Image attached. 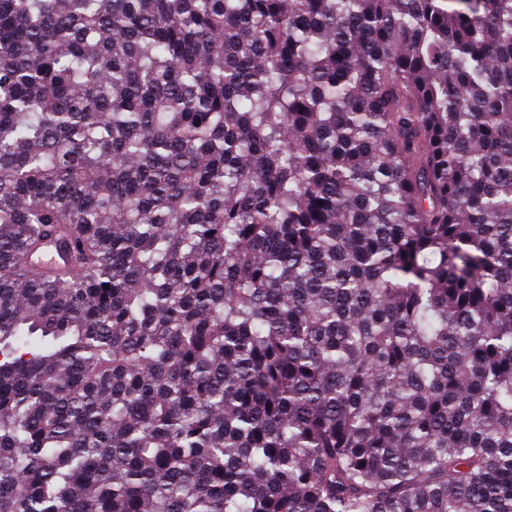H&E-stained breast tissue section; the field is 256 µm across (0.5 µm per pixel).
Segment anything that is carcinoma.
<instances>
[{
    "label": "carcinoma",
    "instance_id": "carcinoma-1",
    "mask_svg": "<svg viewBox=\"0 0 512 512\" xmlns=\"http://www.w3.org/2000/svg\"><path fill=\"white\" fill-rule=\"evenodd\" d=\"M0 512H512V0H0Z\"/></svg>",
    "mask_w": 512,
    "mask_h": 512
}]
</instances>
